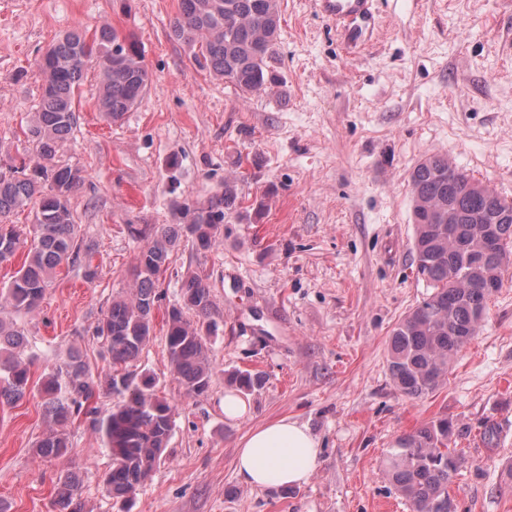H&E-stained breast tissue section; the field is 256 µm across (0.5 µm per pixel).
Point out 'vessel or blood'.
<instances>
[{"label": "vessel or blood", "mask_w": 512, "mask_h": 512, "mask_svg": "<svg viewBox=\"0 0 512 512\" xmlns=\"http://www.w3.org/2000/svg\"><path fill=\"white\" fill-rule=\"evenodd\" d=\"M375 4L376 0H314L317 14L335 27L349 48L362 46L371 38L376 23Z\"/></svg>", "instance_id": "1"}]
</instances>
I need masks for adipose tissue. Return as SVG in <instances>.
<instances>
[{
	"mask_svg": "<svg viewBox=\"0 0 512 512\" xmlns=\"http://www.w3.org/2000/svg\"><path fill=\"white\" fill-rule=\"evenodd\" d=\"M321 444L298 420L281 417L248 432L238 445L235 472L248 488H284L306 483L315 471Z\"/></svg>",
	"mask_w": 512,
	"mask_h": 512,
	"instance_id": "1",
	"label": "adipose tissue"
}]
</instances>
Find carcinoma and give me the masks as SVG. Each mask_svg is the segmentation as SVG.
Masks as SVG:
<instances>
[{"label": "carcinoma", "instance_id": "1", "mask_svg": "<svg viewBox=\"0 0 512 512\" xmlns=\"http://www.w3.org/2000/svg\"><path fill=\"white\" fill-rule=\"evenodd\" d=\"M279 26V0H181L170 35L187 47L196 68L253 94L266 87ZM116 43L120 53L114 57ZM91 66L99 70V110L113 122L139 102L151 82L137 42L109 24L90 39L79 31L64 34L42 58L41 100L23 130L36 164L29 174L23 160L10 175L0 176V263L25 250L21 266L0 288V402L12 404L27 395L41 399L47 430L33 448L39 459L66 456L72 447L69 425L79 418L88 422L112 456L106 490L125 505L161 463L174 428L173 407L157 394L155 378L134 370L154 337L153 310L162 297L170 255L184 240L199 252L215 248L238 193L226 181L224 193L208 203L184 205L187 224L129 227L144 241L132 288L112 298L94 327L109 355L108 367L95 372L79 351L70 349L33 379L34 355L18 319L39 308L57 268L80 262L84 252L71 205L84 177L60 156L79 119L75 92ZM409 181L412 262L433 292L393 328L387 363L396 389L418 398L439 388L456 354L478 335L489 301L501 287L502 271L512 264V199L482 188L442 154L418 163ZM31 204L36 211L30 239L5 220ZM485 232L496 238V250L481 251ZM218 331L206 279L186 271L179 298L167 311L164 341L169 371L190 397L206 394L213 383L208 340ZM263 381L262 374L249 371H235L228 379L243 393ZM98 394L112 398V407L102 411L90 405ZM450 429L446 418L423 424L400 435L387 456L386 477L412 512H456L448 488L459 457L448 448ZM53 508L86 512L79 481L69 470L57 476Z\"/></svg>", "mask_w": 512, "mask_h": 512}]
</instances>
